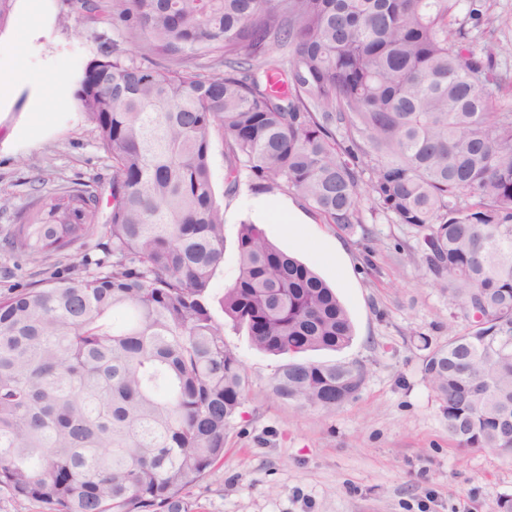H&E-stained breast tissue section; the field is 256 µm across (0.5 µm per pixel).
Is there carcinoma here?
Listing matches in <instances>:
<instances>
[{"mask_svg":"<svg viewBox=\"0 0 512 512\" xmlns=\"http://www.w3.org/2000/svg\"><path fill=\"white\" fill-rule=\"evenodd\" d=\"M133 42L88 62L74 99L111 161L98 191L55 190L3 248L81 274L0 295V492L40 512H194L248 381L212 313L223 196L301 199L354 233L372 200L418 231L465 326L420 337L424 378L460 449L512 458V103L480 0H71ZM224 315L288 358L272 395L333 410L362 365L303 359L353 338L335 292L254 224Z\"/></svg>","mask_w":512,"mask_h":512,"instance_id":"1","label":"carcinoma"}]
</instances>
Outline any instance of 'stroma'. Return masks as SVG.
Returning <instances> with one entry per match:
<instances>
[{
    "label": "stroma",
    "instance_id": "35a3bbf8",
    "mask_svg": "<svg viewBox=\"0 0 512 512\" xmlns=\"http://www.w3.org/2000/svg\"><path fill=\"white\" fill-rule=\"evenodd\" d=\"M51 3L38 36L13 27L0 41V71L22 68L44 92L36 106L23 97L0 105V198L9 201L0 207V239L38 195L112 173L72 86L118 33L103 20L71 15L69 0ZM251 196L244 187L223 201L224 264L211 288L216 319L238 273L240 227L256 223L335 289L352 321L348 347L312 351L309 359L359 364L367 376L359 396L332 411L279 401L270 383L284 357L225 328L249 391L223 460L190 491L195 512H512V460L457 449L424 379L421 337L446 343L463 321L423 263L417 231L367 199L360 234L315 214L292 225L274 209L257 220L242 205Z\"/></svg>",
    "mask_w": 512,
    "mask_h": 512
}]
</instances>
